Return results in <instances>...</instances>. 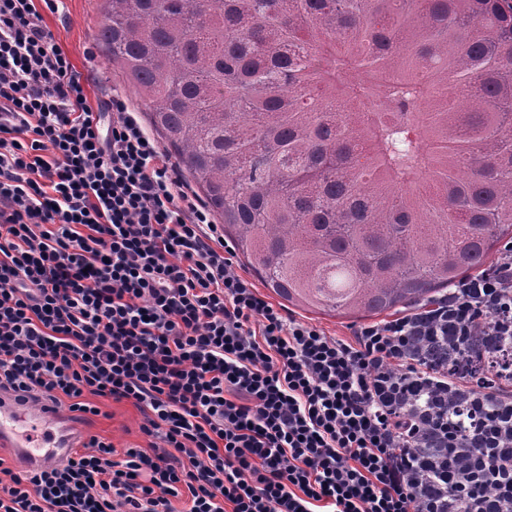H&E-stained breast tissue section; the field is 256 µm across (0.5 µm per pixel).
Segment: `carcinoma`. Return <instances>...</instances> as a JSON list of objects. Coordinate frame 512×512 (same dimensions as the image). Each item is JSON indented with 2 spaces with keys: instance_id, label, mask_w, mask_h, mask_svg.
Masks as SVG:
<instances>
[{
  "instance_id": "obj_1",
  "label": "carcinoma",
  "mask_w": 512,
  "mask_h": 512,
  "mask_svg": "<svg viewBox=\"0 0 512 512\" xmlns=\"http://www.w3.org/2000/svg\"><path fill=\"white\" fill-rule=\"evenodd\" d=\"M98 40L283 300L398 311L512 237V0H103ZM483 337L427 336L452 374ZM433 414L415 457H444Z\"/></svg>"
}]
</instances>
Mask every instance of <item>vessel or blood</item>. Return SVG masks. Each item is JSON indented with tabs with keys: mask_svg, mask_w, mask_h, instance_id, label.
<instances>
[{
	"mask_svg": "<svg viewBox=\"0 0 512 512\" xmlns=\"http://www.w3.org/2000/svg\"><path fill=\"white\" fill-rule=\"evenodd\" d=\"M80 436L76 425L57 411L17 400L0 389V446L12 449L23 468L56 464L76 447Z\"/></svg>",
	"mask_w": 512,
	"mask_h": 512,
	"instance_id": "1",
	"label": "vessel or blood"
}]
</instances>
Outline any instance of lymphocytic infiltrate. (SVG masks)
Segmentation results:
<instances>
[{"label":"lymphocytic infiltrate","mask_w":512,"mask_h":512,"mask_svg":"<svg viewBox=\"0 0 512 512\" xmlns=\"http://www.w3.org/2000/svg\"><path fill=\"white\" fill-rule=\"evenodd\" d=\"M59 0H0V387L99 415L140 411L145 448L93 436L59 464L0 479V512H506L512 428L452 396L477 439L452 448L495 488L450 500V465L420 496L395 408L405 356L439 336H512V247L401 315L330 335L267 301L177 163L112 96L111 121L44 21Z\"/></svg>","instance_id":"f902f5d3"}]
</instances>
